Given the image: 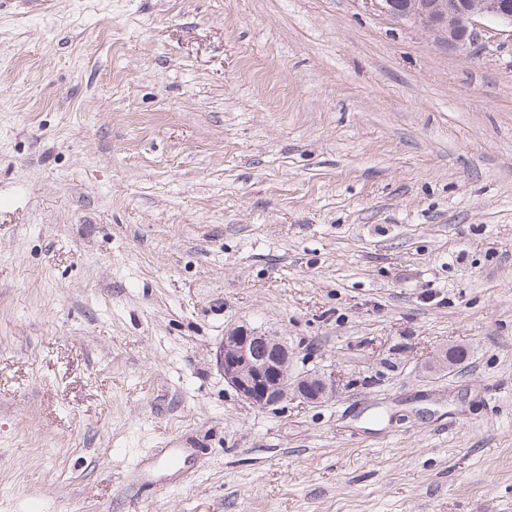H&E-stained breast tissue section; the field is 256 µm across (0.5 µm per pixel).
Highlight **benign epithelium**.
I'll use <instances>...</instances> for the list:
<instances>
[{"label": "benign epithelium", "mask_w": 512, "mask_h": 512, "mask_svg": "<svg viewBox=\"0 0 512 512\" xmlns=\"http://www.w3.org/2000/svg\"><path fill=\"white\" fill-rule=\"evenodd\" d=\"M388 15L408 21L449 46L474 40L481 21L495 19L512 27V0H372ZM268 348L259 356L256 346ZM224 382L254 408L264 410L288 399L315 404L334 397L336 376L294 368L287 343L279 336L246 325L224 332L216 355ZM319 381V391L310 386Z\"/></svg>", "instance_id": "obj_1"}]
</instances>
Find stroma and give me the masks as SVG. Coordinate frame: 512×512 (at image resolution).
I'll return each instance as SVG.
<instances>
[{
  "instance_id": "obj_1",
  "label": "stroma",
  "mask_w": 512,
  "mask_h": 512,
  "mask_svg": "<svg viewBox=\"0 0 512 512\" xmlns=\"http://www.w3.org/2000/svg\"><path fill=\"white\" fill-rule=\"evenodd\" d=\"M234 324L335 397L240 400ZM0 512H512V27L0 0Z\"/></svg>"
}]
</instances>
